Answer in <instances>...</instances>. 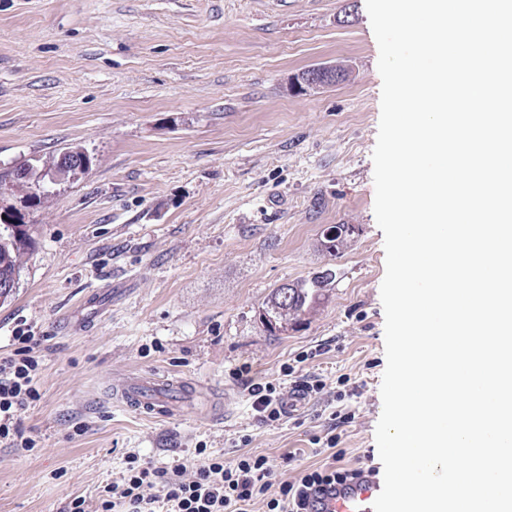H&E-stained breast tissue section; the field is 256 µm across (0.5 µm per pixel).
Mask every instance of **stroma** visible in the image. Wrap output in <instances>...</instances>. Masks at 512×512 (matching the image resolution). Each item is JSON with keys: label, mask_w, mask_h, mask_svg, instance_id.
Wrapping results in <instances>:
<instances>
[{"label": "stroma", "mask_w": 512, "mask_h": 512, "mask_svg": "<svg viewBox=\"0 0 512 512\" xmlns=\"http://www.w3.org/2000/svg\"><path fill=\"white\" fill-rule=\"evenodd\" d=\"M378 58L366 0H0V174L73 148L93 158L37 205L0 188L33 239L0 304V357L17 326L45 338L41 397L21 413L37 446H0V512H64L76 496L95 512L129 455L189 466L202 445L267 456L281 482L328 463L318 439L332 431L344 465L380 466ZM339 62L348 80L292 90ZM334 224L360 232L332 257L319 241ZM326 267L324 302L268 335L272 290ZM244 365L288 391L324 388L267 424L233 376ZM155 370L196 386L176 413L113 400Z\"/></svg>", "instance_id": "stroma-1"}]
</instances>
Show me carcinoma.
<instances>
[{
	"label": "carcinoma",
	"instance_id": "carcinoma-1",
	"mask_svg": "<svg viewBox=\"0 0 512 512\" xmlns=\"http://www.w3.org/2000/svg\"><path fill=\"white\" fill-rule=\"evenodd\" d=\"M359 234L354 224H335L328 227L321 240L322 250L331 256H337L350 245ZM33 244L28 231L22 227L12 231L0 228V301L5 302L13 295L9 285L19 279L21 258L27 254ZM336 271L323 270V275L313 274L310 278L296 281L290 289L288 298L282 297V288L274 289L263 304L260 321L271 335L288 331V328L302 323L322 301L334 286Z\"/></svg>",
	"mask_w": 512,
	"mask_h": 512
}]
</instances>
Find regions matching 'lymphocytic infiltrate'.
<instances>
[{
	"label": "lymphocytic infiltrate",
	"mask_w": 512,
	"mask_h": 512,
	"mask_svg": "<svg viewBox=\"0 0 512 512\" xmlns=\"http://www.w3.org/2000/svg\"><path fill=\"white\" fill-rule=\"evenodd\" d=\"M42 337L33 328H16L14 348L0 358V445L33 450L37 441L24 436L19 414L40 398ZM251 406L262 422L280 421L284 414L279 385L242 378ZM335 434H326L324 445L331 463L306 468L292 481L274 482L276 465L269 457L243 455L225 464L223 457L196 450L193 472L184 466H158L137 455L127 458L121 482L104 486L96 512H249L254 501L265 500L268 512H307L312 494L335 488L353 479L356 469L343 466V450ZM162 496H153V488Z\"/></svg>",
	"instance_id": "obj_1"
}]
</instances>
